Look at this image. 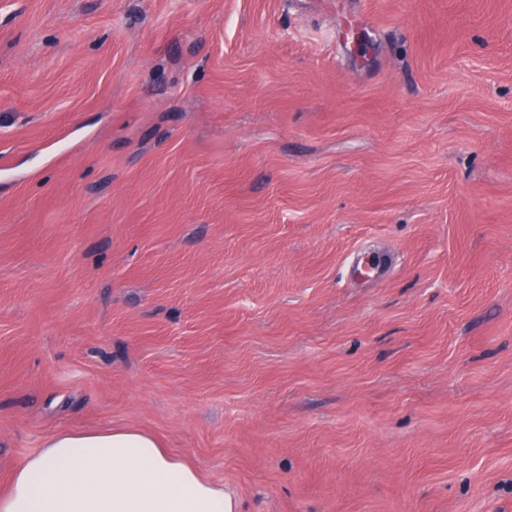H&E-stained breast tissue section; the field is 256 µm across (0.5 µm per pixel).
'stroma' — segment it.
Segmentation results:
<instances>
[{
    "label": "stroma",
    "instance_id": "35a3bbf8",
    "mask_svg": "<svg viewBox=\"0 0 512 512\" xmlns=\"http://www.w3.org/2000/svg\"><path fill=\"white\" fill-rule=\"evenodd\" d=\"M116 426L239 512H512V0H0V492Z\"/></svg>",
    "mask_w": 512,
    "mask_h": 512
}]
</instances>
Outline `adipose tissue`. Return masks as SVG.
I'll return each mask as SVG.
<instances>
[{"instance_id":"1","label":"adipose tissue","mask_w":512,"mask_h":512,"mask_svg":"<svg viewBox=\"0 0 512 512\" xmlns=\"http://www.w3.org/2000/svg\"><path fill=\"white\" fill-rule=\"evenodd\" d=\"M234 495L134 427L61 431L12 472L0 512H238Z\"/></svg>"}]
</instances>
